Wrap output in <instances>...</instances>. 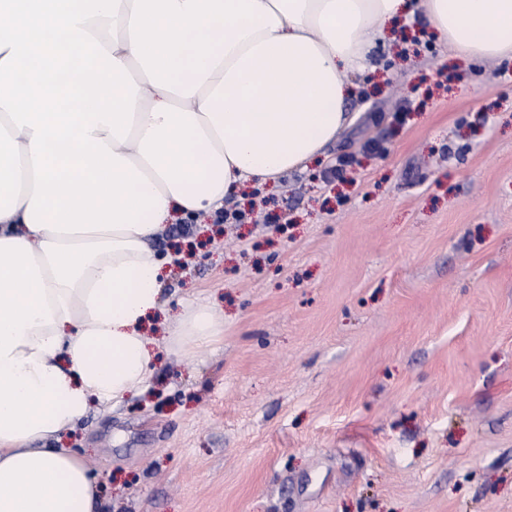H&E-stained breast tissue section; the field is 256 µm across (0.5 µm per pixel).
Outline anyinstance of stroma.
<instances>
[{
    "mask_svg": "<svg viewBox=\"0 0 512 512\" xmlns=\"http://www.w3.org/2000/svg\"><path fill=\"white\" fill-rule=\"evenodd\" d=\"M373 62L319 163L226 202L252 222L150 240L147 335L194 292L224 338L62 436L104 512H512V62L420 19Z\"/></svg>",
    "mask_w": 512,
    "mask_h": 512,
    "instance_id": "35a3bbf8",
    "label": "stroma"
}]
</instances>
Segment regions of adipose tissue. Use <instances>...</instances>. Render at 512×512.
Returning a JSON list of instances; mask_svg holds the SVG:
<instances>
[{
    "mask_svg": "<svg viewBox=\"0 0 512 512\" xmlns=\"http://www.w3.org/2000/svg\"><path fill=\"white\" fill-rule=\"evenodd\" d=\"M512 60V0H0V512H99L53 440L147 388L142 331L174 214H211L324 155L398 17ZM168 353L224 336L190 295Z\"/></svg>",
    "mask_w": 512,
    "mask_h": 512,
    "instance_id": "obj_1",
    "label": "adipose tissue"
}]
</instances>
